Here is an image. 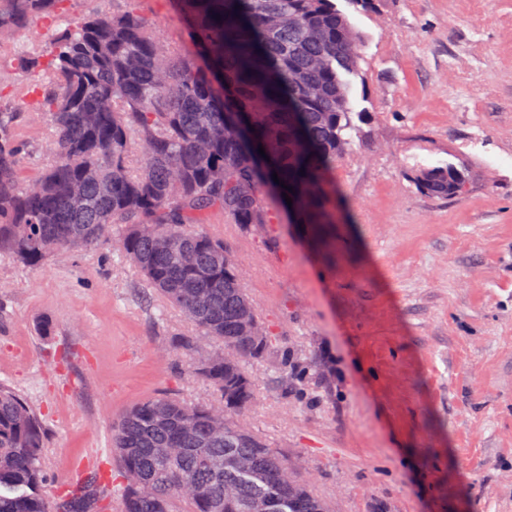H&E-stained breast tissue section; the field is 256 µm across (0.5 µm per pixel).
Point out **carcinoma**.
<instances>
[{
  "instance_id": "carcinoma-1",
  "label": "carcinoma",
  "mask_w": 512,
  "mask_h": 512,
  "mask_svg": "<svg viewBox=\"0 0 512 512\" xmlns=\"http://www.w3.org/2000/svg\"><path fill=\"white\" fill-rule=\"evenodd\" d=\"M74 18L67 0H0V64L23 82L0 89V256L38 266L57 250L105 248L131 265L145 288L178 308L218 351L199 374L214 399L188 404L146 399L112 425V454L123 478V512H247L260 495L284 512H330L288 463L241 426L255 393L244 370L267 341L246 337L240 318L258 314L220 240L200 229L218 214L244 229L270 223L265 197L292 199L298 223L328 246L336 224V162L359 134L352 78L362 40L336 0H172L187 42H163L135 7ZM46 22L54 37L41 52L5 35ZM46 117L48 143L35 150L17 135L22 113ZM269 160L257 163L258 148ZM37 169L24 179L23 169ZM290 186L286 190L273 174ZM423 194L466 193L465 171L416 167ZM81 185L73 199L70 183ZM150 224L171 246L137 232ZM192 262L181 261V253ZM224 434L215 435V420ZM42 421L0 383V512H49L41 487ZM179 448L168 460L160 449ZM249 461L240 477L234 461ZM96 473L67 491L60 512H98ZM196 494L186 497L177 484ZM236 487L224 498V485ZM152 486L148 494L143 485Z\"/></svg>"
}]
</instances>
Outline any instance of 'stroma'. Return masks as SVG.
<instances>
[{"label": "stroma", "instance_id": "obj_1", "mask_svg": "<svg viewBox=\"0 0 512 512\" xmlns=\"http://www.w3.org/2000/svg\"><path fill=\"white\" fill-rule=\"evenodd\" d=\"M349 18L367 118L336 165L331 256L274 202L264 227H205L271 330L245 420L336 512H512V0ZM418 165L465 170L467 193H420ZM188 329L102 254L0 257V383L45 421L50 507L97 469L103 512H121L113 421L158 394L211 399L175 346ZM286 360L300 380L279 382Z\"/></svg>", "mask_w": 512, "mask_h": 512}]
</instances>
